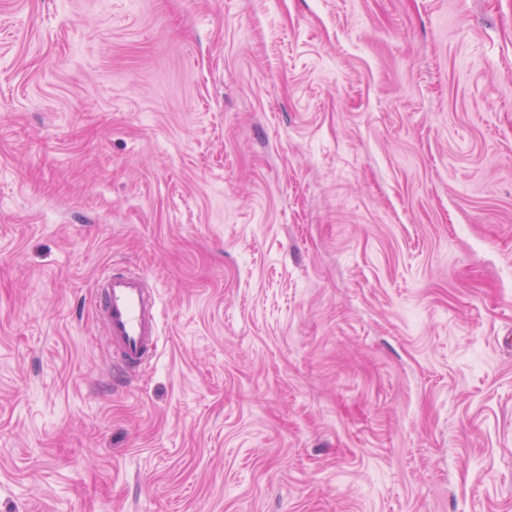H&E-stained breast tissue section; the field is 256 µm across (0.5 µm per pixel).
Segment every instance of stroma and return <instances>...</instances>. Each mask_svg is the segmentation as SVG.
I'll use <instances>...</instances> for the list:
<instances>
[{"label": "stroma", "mask_w": 512, "mask_h": 512, "mask_svg": "<svg viewBox=\"0 0 512 512\" xmlns=\"http://www.w3.org/2000/svg\"><path fill=\"white\" fill-rule=\"evenodd\" d=\"M0 512H512V0H0ZM94 314L101 323L114 365L133 371L157 355L160 309L155 289L140 272L116 266L95 284Z\"/></svg>", "instance_id": "35a3bbf8"}]
</instances>
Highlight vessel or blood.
<instances>
[{"label":"vessel or blood","instance_id":"1","mask_svg":"<svg viewBox=\"0 0 512 512\" xmlns=\"http://www.w3.org/2000/svg\"><path fill=\"white\" fill-rule=\"evenodd\" d=\"M94 314L117 368L132 371L156 356L161 336L159 301L142 273L122 266L104 270L95 284Z\"/></svg>","mask_w":512,"mask_h":512}]
</instances>
